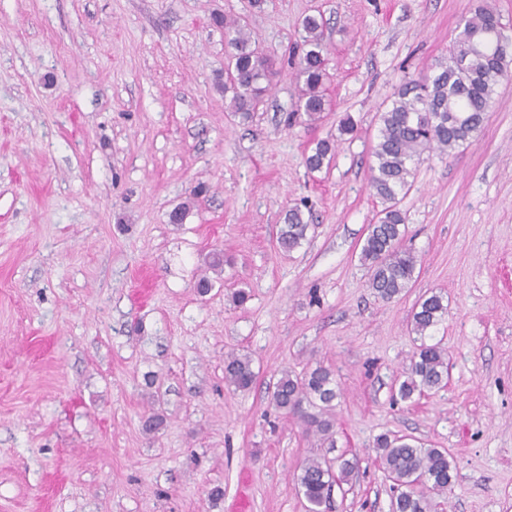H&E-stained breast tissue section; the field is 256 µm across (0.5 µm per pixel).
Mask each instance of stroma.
Listing matches in <instances>:
<instances>
[{"mask_svg":"<svg viewBox=\"0 0 512 512\" xmlns=\"http://www.w3.org/2000/svg\"><path fill=\"white\" fill-rule=\"evenodd\" d=\"M474 2L0 0V512H226L243 481L252 512H306L294 475L324 447L267 387L319 364L342 391L336 449L358 461L327 512H389L373 448L388 432L447 449L437 512H512V79L470 144L425 155L399 203L410 288L377 298L359 261L382 208L368 186L378 115L447 55ZM216 13L248 17L276 55L322 15L331 112L286 127L284 70L240 122L216 86ZM319 138L335 161L312 172ZM296 204L311 228L284 253ZM216 251L231 259L220 271ZM432 291L448 304L433 332L448 383L393 399L417 348L411 310ZM233 351L253 360L250 389L224 384Z\"/></svg>","mask_w":512,"mask_h":512,"instance_id":"obj_1","label":"stroma"}]
</instances>
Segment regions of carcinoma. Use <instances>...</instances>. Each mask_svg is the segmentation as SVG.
Instances as JSON below:
<instances>
[{
  "label": "carcinoma",
  "instance_id": "1",
  "mask_svg": "<svg viewBox=\"0 0 512 512\" xmlns=\"http://www.w3.org/2000/svg\"><path fill=\"white\" fill-rule=\"evenodd\" d=\"M212 23L225 31L230 48L224 74L217 86L230 95L229 110L245 122L265 103L272 79L278 74V60L259 52L248 23L241 18L212 16ZM305 33L294 65L298 87L295 108L287 124L303 120L315 125L330 111L324 93L329 78L327 46L322 16L307 15L300 23ZM449 55L458 58L452 67L439 61L431 72L403 83L390 104L379 113L377 142L372 147L368 185L383 209L368 233L359 260L368 269L369 288L384 301L397 299L409 288L417 257L402 249L406 216L398 207L399 195L412 187L417 164L425 153L451 156L478 133L495 99L499 83L508 78L512 65V28L501 22L485 0H477L460 24ZM335 144L330 139L315 143L305 158L312 172L330 168ZM309 220L298 206L289 208L277 237L280 251L290 253L300 247L309 231ZM443 295L422 296L410 315V330L421 344L411 365L399 382L397 396L402 401L442 388L448 379V354L441 343H426L447 313ZM256 380L252 359L231 352L224 357L225 385L249 389ZM340 396L333 371L317 365L301 374L283 371L270 388L273 406L296 415L306 430L320 434L334 447L336 399ZM315 412L310 413L308 409ZM376 460L396 487L390 512H435L433 495L448 490L453 467L448 452L426 448L406 436L382 434L375 442ZM358 462L343 457L308 458L296 474L299 494L307 502V512H323L334 487L349 481Z\"/></svg>",
  "mask_w": 512,
  "mask_h": 512
}]
</instances>
